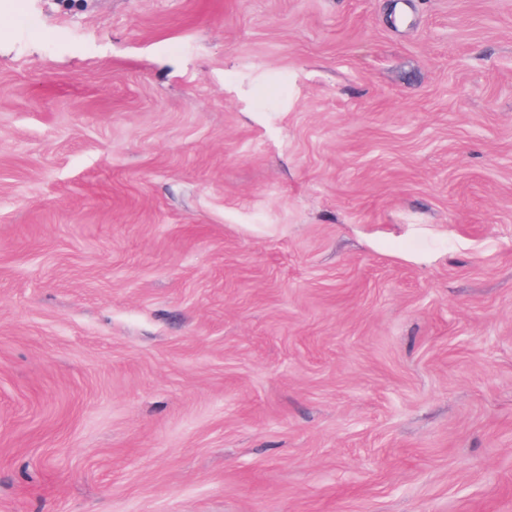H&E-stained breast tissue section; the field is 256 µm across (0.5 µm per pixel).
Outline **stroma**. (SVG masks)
<instances>
[{"label": "stroma", "instance_id": "obj_1", "mask_svg": "<svg viewBox=\"0 0 512 512\" xmlns=\"http://www.w3.org/2000/svg\"><path fill=\"white\" fill-rule=\"evenodd\" d=\"M0 512H512V0H0Z\"/></svg>", "mask_w": 512, "mask_h": 512}]
</instances>
